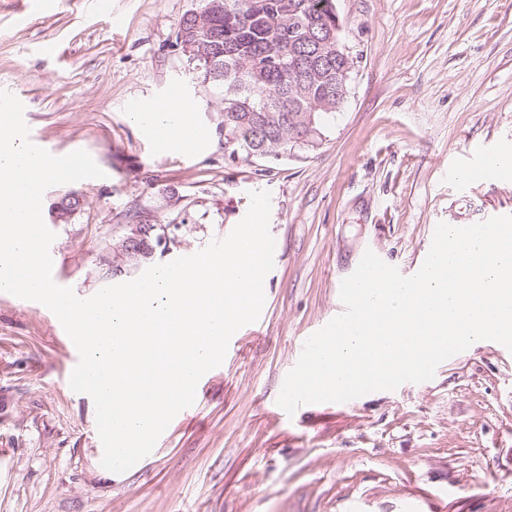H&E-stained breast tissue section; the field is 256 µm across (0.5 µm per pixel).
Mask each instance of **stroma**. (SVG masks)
<instances>
[{"instance_id":"1","label":"stroma","mask_w":512,"mask_h":512,"mask_svg":"<svg viewBox=\"0 0 512 512\" xmlns=\"http://www.w3.org/2000/svg\"><path fill=\"white\" fill-rule=\"evenodd\" d=\"M111 3L113 29L87 0L24 26L26 0H0V90L56 154L85 150L112 174L68 187L83 204L52 227L54 282L84 298L105 287L99 257L133 204L180 224L171 261L226 237L266 190L281 251L259 334H239L197 405L120 474L99 462L95 404L66 382L75 352L54 314L0 293V512H512V352L489 342L348 409L266 412L362 251L410 273L431 225L512 215V176L462 172L474 148L512 141V0H335L347 96L316 147L276 161L231 156L221 88L175 45L200 0ZM141 97L194 103L192 156L144 138Z\"/></svg>"}]
</instances>
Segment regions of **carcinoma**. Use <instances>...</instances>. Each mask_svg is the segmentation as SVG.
<instances>
[{
  "label": "carcinoma",
  "instance_id": "carcinoma-1",
  "mask_svg": "<svg viewBox=\"0 0 512 512\" xmlns=\"http://www.w3.org/2000/svg\"><path fill=\"white\" fill-rule=\"evenodd\" d=\"M179 21L176 38L193 50L188 63L223 88L216 129L231 153L277 160L321 137L326 115L336 111V70L344 61L316 56L314 39L334 26V0H202ZM129 272L112 256L102 279Z\"/></svg>",
  "mask_w": 512,
  "mask_h": 512
}]
</instances>
